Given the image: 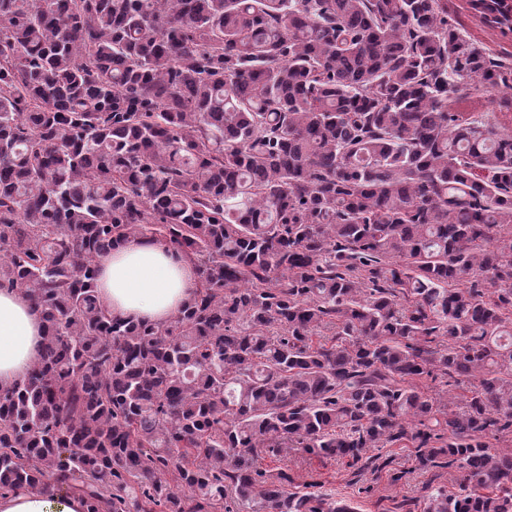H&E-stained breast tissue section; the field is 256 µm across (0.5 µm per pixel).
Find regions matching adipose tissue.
<instances>
[{
	"instance_id": "adipose-tissue-1",
	"label": "adipose tissue",
	"mask_w": 512,
	"mask_h": 512,
	"mask_svg": "<svg viewBox=\"0 0 512 512\" xmlns=\"http://www.w3.org/2000/svg\"><path fill=\"white\" fill-rule=\"evenodd\" d=\"M97 293L113 317L161 324L194 297L193 264L182 254L142 238L97 259ZM44 344L39 309L15 290H0V388L22 380ZM0 512H86L76 495L18 491L0 497Z\"/></svg>"
}]
</instances>
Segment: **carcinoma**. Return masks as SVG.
Here are the masks:
<instances>
[{
    "label": "carcinoma",
    "instance_id": "1",
    "mask_svg": "<svg viewBox=\"0 0 512 512\" xmlns=\"http://www.w3.org/2000/svg\"><path fill=\"white\" fill-rule=\"evenodd\" d=\"M508 75L448 0H0V289L45 323L0 496L355 512L257 459L398 447L460 473L423 512H512V129L448 111ZM139 238L197 269L164 324L96 292Z\"/></svg>",
    "mask_w": 512,
    "mask_h": 512
}]
</instances>
